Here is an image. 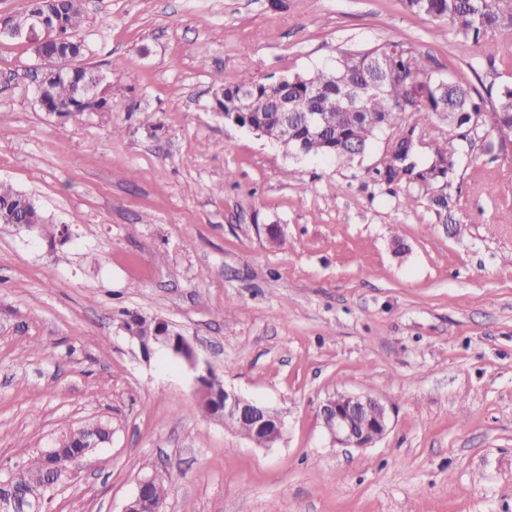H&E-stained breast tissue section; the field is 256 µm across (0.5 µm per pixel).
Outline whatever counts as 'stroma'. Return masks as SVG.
<instances>
[{"label":"stroma","mask_w":512,"mask_h":512,"mask_svg":"<svg viewBox=\"0 0 512 512\" xmlns=\"http://www.w3.org/2000/svg\"><path fill=\"white\" fill-rule=\"evenodd\" d=\"M84 9L110 111L49 118L43 61L0 37V182L47 219L0 224V472L101 420L110 443L45 512H122L149 471L170 479L163 512H512V156L475 149L442 224L425 188L373 174L411 114L341 162L212 109L215 75L274 82L391 41L483 91L512 80L498 37L461 48L399 0ZM127 311L189 337L226 388L281 415L280 438L259 447L203 414L194 371L144 355ZM339 392L388 405L373 447L323 428Z\"/></svg>","instance_id":"1"}]
</instances>
